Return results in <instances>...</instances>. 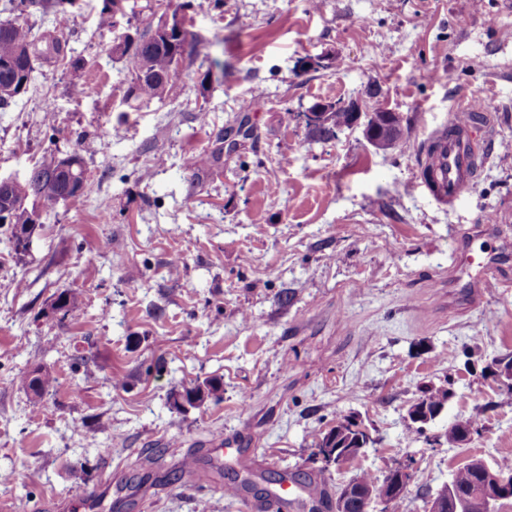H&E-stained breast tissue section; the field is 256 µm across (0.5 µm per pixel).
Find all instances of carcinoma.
I'll return each instance as SVG.
<instances>
[{
  "instance_id": "carcinoma-1",
  "label": "carcinoma",
  "mask_w": 512,
  "mask_h": 512,
  "mask_svg": "<svg viewBox=\"0 0 512 512\" xmlns=\"http://www.w3.org/2000/svg\"><path fill=\"white\" fill-rule=\"evenodd\" d=\"M62 0H5L3 10H25L28 6L40 7L43 11L56 9L60 15L65 11L60 9ZM187 30L167 39H147L140 36L135 41H124L112 48V52L121 58H127L131 65V85L126 98L138 103H150L154 100L162 101L172 88V78L183 64L187 44ZM32 52L36 56L49 54L54 63L67 64L68 44L57 39L49 40L45 33L34 31L29 26L13 22H0V88L5 93L0 95V108L6 109L15 101L19 87L31 79L19 65L20 57ZM352 113L339 109L330 112V124L323 128L313 129V133L320 137H331L336 129L350 126ZM69 174L56 169V155L50 154L35 166L28 180L18 183L9 190H0V224H11L9 241L17 254L29 251L28 239L18 236V229L24 227L29 221L27 209H17L13 200L23 197L43 199L55 202L61 189L67 186ZM23 384L36 397H41L53 387L55 379L47 372L35 369L22 379ZM222 384L217 379H206L203 382L171 394V404L180 409L181 402L189 405H201L206 399H220ZM448 402V387L444 385L427 386L422 394L412 403L414 407H427L428 409H443ZM464 431H476L475 421L461 419L450 426L445 432L448 443L460 442V434ZM480 476L475 465L467 463L458 468L451 477L449 487L456 501L461 502L472 496L479 485Z\"/></svg>"
}]
</instances>
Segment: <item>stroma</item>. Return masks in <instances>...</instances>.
I'll return each mask as SVG.
<instances>
[{"label": "stroma", "mask_w": 512, "mask_h": 512, "mask_svg": "<svg viewBox=\"0 0 512 512\" xmlns=\"http://www.w3.org/2000/svg\"><path fill=\"white\" fill-rule=\"evenodd\" d=\"M100 3L78 0L63 27L11 15L58 28L74 62L40 67L0 110V177L76 151L86 188L36 200L25 255L0 228V512H282L259 508L270 479L333 492L404 463V512H428L457 468L512 460L495 364L512 353V295H477L455 266L467 248L512 280V0H220L187 19L197 54L169 96L137 110L112 47L157 24L154 0L110 27ZM349 101L398 113L402 137L378 150L359 127L322 139L298 118ZM470 102L495 148L448 207L416 166ZM216 151L212 168L185 165ZM65 289L79 315L55 308ZM36 368L56 380L39 398L21 381ZM207 378L220 400L172 407ZM443 384V413L408 434L420 389ZM343 416L374 443L327 469L316 443ZM461 417L478 431L448 445ZM217 435L227 454L210 453Z\"/></svg>", "instance_id": "1"}]
</instances>
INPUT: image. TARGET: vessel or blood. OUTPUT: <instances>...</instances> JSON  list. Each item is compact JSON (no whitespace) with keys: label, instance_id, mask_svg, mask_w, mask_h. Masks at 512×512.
I'll return each mask as SVG.
<instances>
[{"label":"vessel or blood","instance_id":"1","mask_svg":"<svg viewBox=\"0 0 512 512\" xmlns=\"http://www.w3.org/2000/svg\"><path fill=\"white\" fill-rule=\"evenodd\" d=\"M488 128L485 107L468 104L453 109L447 124L430 134L419 157L418 180L436 201L455 204L476 187L494 143ZM458 261L467 266L478 265V281L500 284L494 259L478 262L464 252Z\"/></svg>","mask_w":512,"mask_h":512}]
</instances>
